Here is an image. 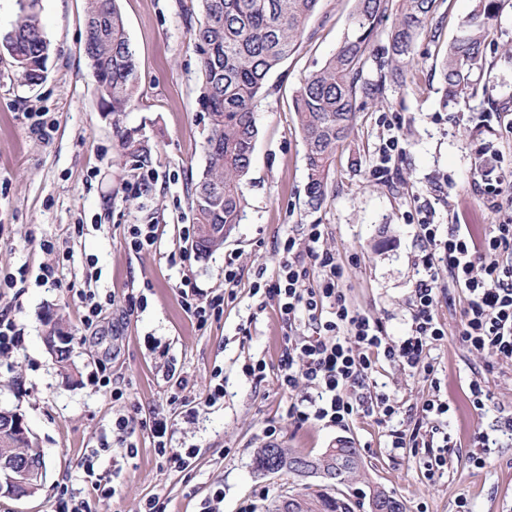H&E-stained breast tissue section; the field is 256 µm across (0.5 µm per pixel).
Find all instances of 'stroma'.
Instances as JSON below:
<instances>
[{"instance_id": "stroma-1", "label": "stroma", "mask_w": 512, "mask_h": 512, "mask_svg": "<svg viewBox=\"0 0 512 512\" xmlns=\"http://www.w3.org/2000/svg\"><path fill=\"white\" fill-rule=\"evenodd\" d=\"M85 0H38L36 11L53 53L37 85L21 83L13 59L0 48V278L28 270L20 290H0V311L22 329L21 351L0 365V408L20 412L43 454L47 471L33 497H0V512H51L59 484L82 486L84 453L112 436L119 406L92 389L87 376L106 364L114 385L127 389L142 415L169 418L172 447L196 446L186 471L171 469L148 432L136 431L135 458L120 447L102 454L99 471L110 477L114 497L93 502L94 512H141L147 497L167 512H199L201 502L223 489V512H276L281 500L310 486L369 512L367 494L378 485L400 499L405 512H456L463 497L470 512H512V442L501 440L484 468L469 456L478 433L492 432L512 416V366L472 352L460 336L465 299L457 288L438 292L435 314L448 332L428 359L439 388L422 373L382 364L379 391L399 404L391 422L357 417L346 428L294 427L278 387L286 338H303V322L284 328L272 301L254 293L257 276L274 280L278 246L304 240L308 225L324 229V248L344 266L342 287L351 304L381 320L388 336L406 335L410 297L419 279L414 258L423 243L413 228L423 211L433 223L468 225L475 237L497 218L484 205L477 171L491 163L512 171V0L499 10L473 72L475 94L445 102L439 63L477 0H436L432 23L417 31L415 55L404 82L392 85L386 103L367 104L356 131L336 150L332 192L316 211L306 201L307 170L293 99L300 83L340 46L353 0H320L297 51L266 82L256 109L259 129L244 192V217L223 248L191 254L173 266L168 254L183 244L192 224L187 185L205 164L207 119L198 105L201 73L190 41L197 0H118L135 52L140 87L121 114L122 126L139 129L153 163L139 169L116 146L111 113L102 111L84 54ZM398 135L402 156L390 162L392 179L374 180L380 147ZM132 224L157 227L156 248L136 252L127 243ZM235 255V298L206 329L180 304L177 286L190 276L204 295L224 287V259ZM59 270L60 285L39 282L43 265ZM91 287L114 300L95 328L81 323L79 290ZM63 316L79 339L69 370H60L43 343V315ZM189 381L183 403L167 401L162 378L169 360ZM267 364L254 382L243 367ZM224 369V400L198 408L213 367ZM481 379L491 394L486 410H474L469 384ZM439 395L454 412L448 421V464L426 477L425 454L392 448L390 431L415 424L430 428L420 407ZM196 408L194 419L186 411ZM277 422L279 446L318 455L337 439L351 441L363 463L359 479L328 489L319 478L302 479L256 467L264 429Z\"/></svg>"}]
</instances>
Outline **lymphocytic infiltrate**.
<instances>
[{"instance_id":"lymphocytic-infiltrate-1","label":"lymphocytic infiltrate","mask_w":512,"mask_h":512,"mask_svg":"<svg viewBox=\"0 0 512 512\" xmlns=\"http://www.w3.org/2000/svg\"><path fill=\"white\" fill-rule=\"evenodd\" d=\"M415 229L424 244L415 259L421 277L410 300L409 332L397 340L387 335L380 320L350 305L341 287L344 267L336 253L322 248L320 225H309L304 242L292 236L281 242L277 278L264 284L262 292L275 302L284 324L301 319L315 330L312 336L286 341L280 358V388L288 396L285 416L295 427H345L361 414L390 422L398 412L396 402L384 392L371 399L364 394L380 361L419 369L434 378V367L426 357L447 336L435 315L437 269L442 265L448 269L449 287L467 292L461 336L469 349L512 362V218L493 225L479 241L457 224L449 225L444 235L426 219ZM178 293L198 328H206L224 313L225 294L200 295L189 276H182ZM139 428L150 431L157 455L173 468L182 471L196 461L198 449L170 447L166 415L143 418L135 408L119 410L112 420V435L127 458L138 453L131 437ZM99 457L95 450L80 463L90 493L60 485L52 512H93L92 500L114 495V487L95 470Z\"/></svg>"}]
</instances>
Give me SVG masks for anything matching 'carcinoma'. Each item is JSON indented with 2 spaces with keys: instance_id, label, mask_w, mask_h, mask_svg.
I'll use <instances>...</instances> for the list:
<instances>
[{
  "instance_id": "cac0c4a2",
  "label": "carcinoma",
  "mask_w": 512,
  "mask_h": 512,
  "mask_svg": "<svg viewBox=\"0 0 512 512\" xmlns=\"http://www.w3.org/2000/svg\"><path fill=\"white\" fill-rule=\"evenodd\" d=\"M19 14L13 28L0 37V46L12 57L20 81L43 80L51 45L45 37L35 0H17ZM354 0L344 39L324 65L309 74L296 91L297 126L305 146L308 206L319 209L331 186L329 172L336 149L355 131L360 105L381 104L389 82L403 78L413 61L414 37L431 22L435 0ZM319 0H199L200 14L191 26L190 40L199 56V106L209 123L204 146L205 165L191 180L188 197L193 213L197 254L207 255L224 245L240 223L247 199L243 185L249 173L258 136L254 116L269 74L295 51ZM497 0H479L463 21L459 36L441 60L444 97L456 100L472 86V71L482 55ZM396 11L388 32L389 57L372 54L382 22ZM85 55L122 156L138 168L152 164V153L138 130L120 125V115L139 90L136 59L127 37L117 0H86ZM374 60L377 78L364 75ZM315 462L336 471V484L359 473L356 448L348 445L328 458L279 449L278 470L297 473L288 462ZM323 510L310 497L307 512H351L339 499L322 497Z\"/></svg>"
}]
</instances>
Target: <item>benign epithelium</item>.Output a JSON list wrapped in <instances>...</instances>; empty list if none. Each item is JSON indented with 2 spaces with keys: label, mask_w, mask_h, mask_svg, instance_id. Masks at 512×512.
Listing matches in <instances>:
<instances>
[{
  "label": "benign epithelium",
  "mask_w": 512,
  "mask_h": 512,
  "mask_svg": "<svg viewBox=\"0 0 512 512\" xmlns=\"http://www.w3.org/2000/svg\"><path fill=\"white\" fill-rule=\"evenodd\" d=\"M69 336L58 323L55 314L45 325L43 342L55 363L65 359ZM31 441L33 435L24 418L15 410L0 409V467L10 472V480L0 491L16 499L30 498L41 487L44 475L42 463L19 447V440Z\"/></svg>",
  "instance_id": "benign-epithelium-1"
}]
</instances>
